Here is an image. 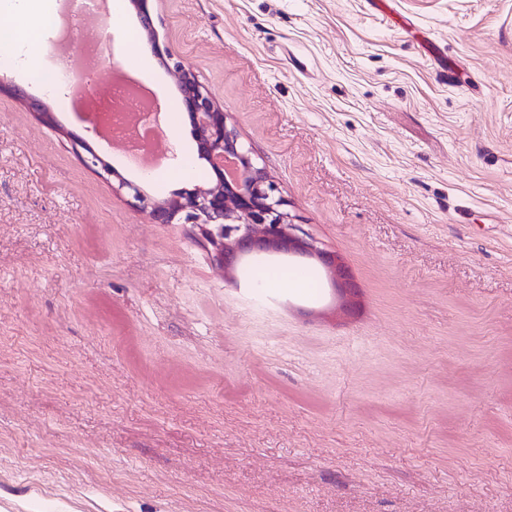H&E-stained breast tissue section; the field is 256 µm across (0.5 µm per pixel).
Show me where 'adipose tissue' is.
Segmentation results:
<instances>
[{"label":"adipose tissue","mask_w":512,"mask_h":512,"mask_svg":"<svg viewBox=\"0 0 512 512\" xmlns=\"http://www.w3.org/2000/svg\"><path fill=\"white\" fill-rule=\"evenodd\" d=\"M48 0H0V11L16 13L19 24L0 31V55L36 59L42 41V31L54 20L47 6Z\"/></svg>","instance_id":"adipose-tissue-1"}]
</instances>
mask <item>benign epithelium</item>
<instances>
[{
	"mask_svg": "<svg viewBox=\"0 0 512 512\" xmlns=\"http://www.w3.org/2000/svg\"><path fill=\"white\" fill-rule=\"evenodd\" d=\"M149 0H132L140 17L142 33L152 53L168 63L169 52L160 43ZM181 104L195 131L199 156L210 166L214 180L172 198L146 196L137 186L120 176L86 144L84 165L105 180L129 188L142 203L154 224H190L211 244L217 263L232 271L243 261L273 254H298L321 261L332 275L341 295L345 268L334 255L317 249L311 242L292 233L293 224L286 210L287 201L265 170L259 167L252 152L243 147L237 132L227 126V115L216 104L189 68H181ZM14 93L44 121L53 116L46 102L28 96L22 89Z\"/></svg>",
	"mask_w": 512,
	"mask_h": 512,
	"instance_id": "obj_1",
	"label": "benign epithelium"
}]
</instances>
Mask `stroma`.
<instances>
[{
  "label": "stroma",
  "mask_w": 512,
  "mask_h": 512,
  "mask_svg": "<svg viewBox=\"0 0 512 512\" xmlns=\"http://www.w3.org/2000/svg\"><path fill=\"white\" fill-rule=\"evenodd\" d=\"M387 2L150 0L349 300L306 257L224 272L83 165L213 178L128 0L84 80L171 113L150 180L0 57V512H512V0Z\"/></svg>",
  "instance_id": "obj_1"
}]
</instances>
